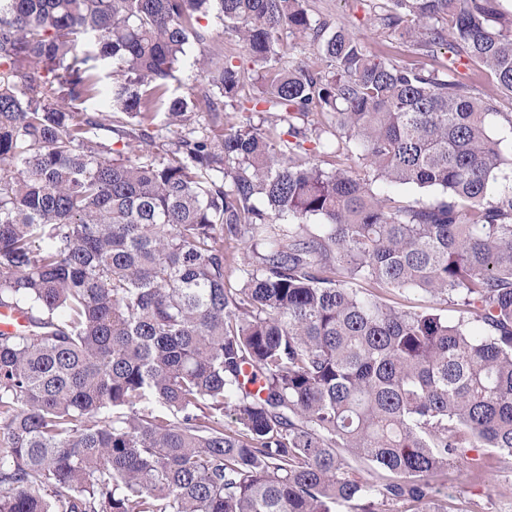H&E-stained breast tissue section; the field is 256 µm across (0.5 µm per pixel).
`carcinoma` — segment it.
I'll return each mask as SVG.
<instances>
[{"label":"carcinoma","mask_w":512,"mask_h":512,"mask_svg":"<svg viewBox=\"0 0 512 512\" xmlns=\"http://www.w3.org/2000/svg\"><path fill=\"white\" fill-rule=\"evenodd\" d=\"M209 16L257 91L221 49L191 58ZM370 19L512 95L498 0ZM325 30L306 0H0V307L27 318L0 333V512H452L431 480L463 449L512 459V114L494 134L457 69ZM308 31L324 68L282 49ZM190 58L205 88L178 95ZM161 113L186 128L172 148ZM354 148L359 169L336 164ZM201 24L205 26L210 35V41L206 45H195L194 52L198 54L204 50L205 54L209 56V52L216 46L224 48V61H231L235 65L241 66V69L248 71L250 77H255L254 71L257 70V66L254 65L241 43L238 42L231 34H224V27L219 23L217 19L209 18L208 20H202ZM381 196L389 195L392 198L406 202H418L421 205H429L440 198V191L434 188H418L416 186H397L385 189V186H375ZM387 296V298L397 306H403L417 310L425 309L435 311L445 317H448V320L451 321H456L460 317V312L458 311L457 307L454 306L453 303H451L449 300L446 302L419 293H393Z\"/></svg>","instance_id":"cac0c4a2"}]
</instances>
